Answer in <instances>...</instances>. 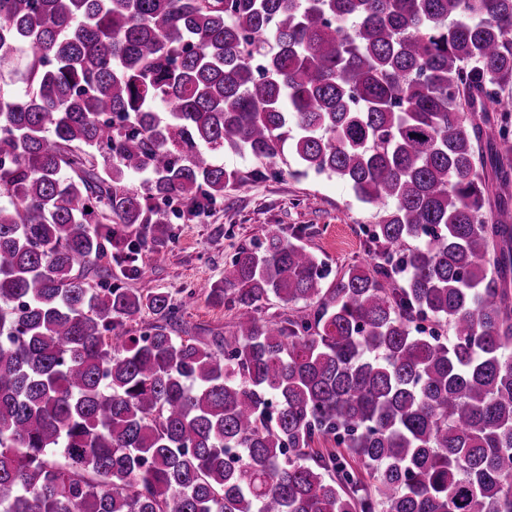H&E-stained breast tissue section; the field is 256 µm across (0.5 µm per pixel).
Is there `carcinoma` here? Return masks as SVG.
Listing matches in <instances>:
<instances>
[{"instance_id": "cac0c4a2", "label": "carcinoma", "mask_w": 512, "mask_h": 512, "mask_svg": "<svg viewBox=\"0 0 512 512\" xmlns=\"http://www.w3.org/2000/svg\"><path fill=\"white\" fill-rule=\"evenodd\" d=\"M510 88L512 0H0V512H512ZM225 150L380 216L238 246L203 342L122 281Z\"/></svg>"}]
</instances>
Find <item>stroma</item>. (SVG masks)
<instances>
[{"mask_svg": "<svg viewBox=\"0 0 512 512\" xmlns=\"http://www.w3.org/2000/svg\"><path fill=\"white\" fill-rule=\"evenodd\" d=\"M224 166L237 169L241 181L225 191L224 202L193 220H174L176 239L163 261L144 253L141 278L132 289L161 290L173 299L194 293L197 301L184 314L189 335L208 340L228 330L233 313L213 304L208 294L224 276L239 244L264 239L275 230L316 252L333 268L363 263L364 241L378 222V210L359 202L349 186L323 174H295L294 163L268 162L231 152L217 154Z\"/></svg>", "mask_w": 512, "mask_h": 512, "instance_id": "stroma-1", "label": "stroma"}]
</instances>
